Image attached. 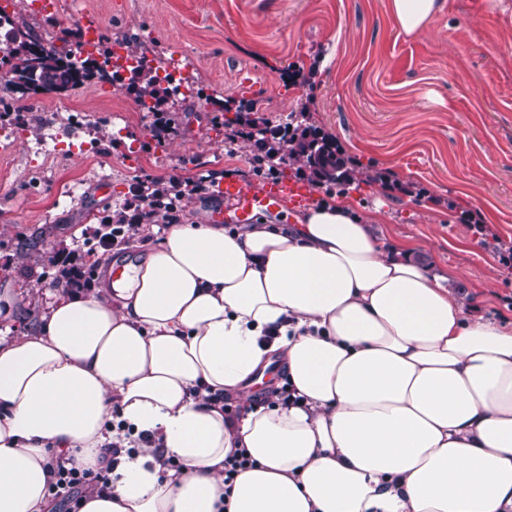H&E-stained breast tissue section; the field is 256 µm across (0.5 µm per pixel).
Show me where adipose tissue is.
<instances>
[{
    "mask_svg": "<svg viewBox=\"0 0 512 512\" xmlns=\"http://www.w3.org/2000/svg\"><path fill=\"white\" fill-rule=\"evenodd\" d=\"M443 8L387 0L407 36ZM386 221L334 195L289 224H164L0 336V512H48L52 455L95 471L115 446L79 512H512V323L466 316L456 271L387 246ZM275 356L297 403L225 418Z\"/></svg>",
    "mask_w": 512,
    "mask_h": 512,
    "instance_id": "ef3b65f1",
    "label": "adipose tissue"
}]
</instances>
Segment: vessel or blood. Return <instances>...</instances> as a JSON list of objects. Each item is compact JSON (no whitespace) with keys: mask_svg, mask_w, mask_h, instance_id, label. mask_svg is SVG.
Returning <instances> with one entry per match:
<instances>
[{"mask_svg":"<svg viewBox=\"0 0 512 512\" xmlns=\"http://www.w3.org/2000/svg\"><path fill=\"white\" fill-rule=\"evenodd\" d=\"M216 194L226 204L224 216L235 223H244L259 212L270 211L283 205L304 206L312 202L313 191L299 180H279L256 185L232 177L218 182Z\"/></svg>","mask_w":512,"mask_h":512,"instance_id":"vessel-or-blood-1","label":"vessel or blood"}]
</instances>
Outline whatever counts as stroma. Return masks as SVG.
<instances>
[{
	"instance_id": "1",
	"label": "stroma",
	"mask_w": 512,
	"mask_h": 512,
	"mask_svg": "<svg viewBox=\"0 0 512 512\" xmlns=\"http://www.w3.org/2000/svg\"><path fill=\"white\" fill-rule=\"evenodd\" d=\"M387 0H60L57 20L92 17L157 59L174 58L204 87L205 100L176 102L175 133L156 141L134 94L102 82L30 97L41 125L64 134L86 113L107 134L93 153L32 151L37 137L0 153V296L11 300L0 329L27 331L61 291L49 259L79 255L87 287L109 263L146 255L151 238L85 258L103 208L133 215L131 188L149 178L198 181L238 176L262 183L253 141L228 143L227 107L251 102V117L278 122L306 110L308 122L355 165L348 196L386 203L377 225L412 241L417 260L454 268L467 316L512 319V10L487 0H446L420 34H399ZM250 85H243V78Z\"/></svg>"
}]
</instances>
